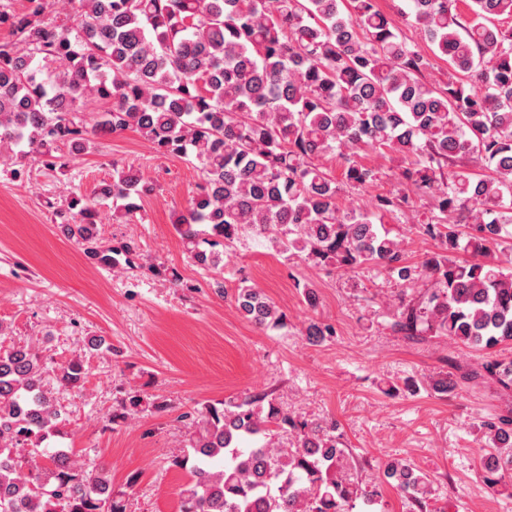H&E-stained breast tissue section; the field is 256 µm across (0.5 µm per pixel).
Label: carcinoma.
I'll return each instance as SVG.
<instances>
[{
  "label": "carcinoma",
  "instance_id": "1",
  "mask_svg": "<svg viewBox=\"0 0 512 512\" xmlns=\"http://www.w3.org/2000/svg\"><path fill=\"white\" fill-rule=\"evenodd\" d=\"M64 3V18L48 19ZM428 51L395 31L376 0H25L0 2V166L13 179V147L64 168L98 132L133 130L163 155L191 158L199 191L174 227L193 266L224 273V254L264 240L279 255L367 268L431 292L403 305L393 329L446 336L491 354L512 343V0H404ZM448 62L433 84L431 57ZM105 108L87 112L84 104ZM371 151L402 165L400 192L368 212L342 211L343 186L377 180L357 160ZM344 162L343 180L323 159ZM156 186L132 165L56 212L94 247L100 206L125 216ZM433 200L422 228L439 251L413 265L384 219L410 195ZM79 216L77 223L69 218ZM238 311L259 327L284 315L241 281ZM332 329L311 321L304 336ZM84 356L57 363L29 345L0 350V512H124L108 472L78 464L64 438L67 413L46 381L81 389ZM512 391V359L490 358L461 375ZM267 395L206 405L175 464L189 468L180 512H350L381 492L352 480L333 425L282 412ZM481 463L495 486L512 473V415L483 425ZM296 447L282 448V433ZM384 478L420 505L431 480L403 459Z\"/></svg>",
  "mask_w": 512,
  "mask_h": 512
}]
</instances>
